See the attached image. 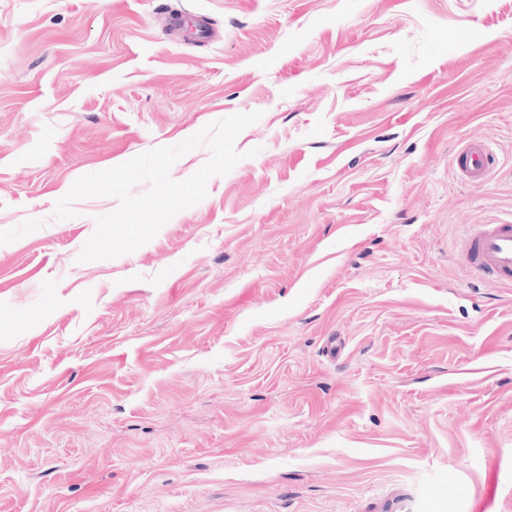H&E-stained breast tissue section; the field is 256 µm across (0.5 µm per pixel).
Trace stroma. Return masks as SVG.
I'll return each mask as SVG.
<instances>
[{
    "instance_id": "35a3bbf8",
    "label": "stroma",
    "mask_w": 512,
    "mask_h": 512,
    "mask_svg": "<svg viewBox=\"0 0 512 512\" xmlns=\"http://www.w3.org/2000/svg\"><path fill=\"white\" fill-rule=\"evenodd\" d=\"M255 110L78 262L77 178ZM506 221L512 0H0V512H512V282L456 253ZM490 146L483 140H471L454 155V163L470 186H480L488 176L487 157Z\"/></svg>"
}]
</instances>
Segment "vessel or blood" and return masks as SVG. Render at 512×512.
Returning <instances> with one entry per match:
<instances>
[{
	"instance_id": "vessel-or-blood-1",
	"label": "vessel or blood",
	"mask_w": 512,
	"mask_h": 512,
	"mask_svg": "<svg viewBox=\"0 0 512 512\" xmlns=\"http://www.w3.org/2000/svg\"><path fill=\"white\" fill-rule=\"evenodd\" d=\"M490 147L481 140H472L454 155V163L470 186L484 183ZM460 255L477 276L512 280V224H471L460 244Z\"/></svg>"
}]
</instances>
